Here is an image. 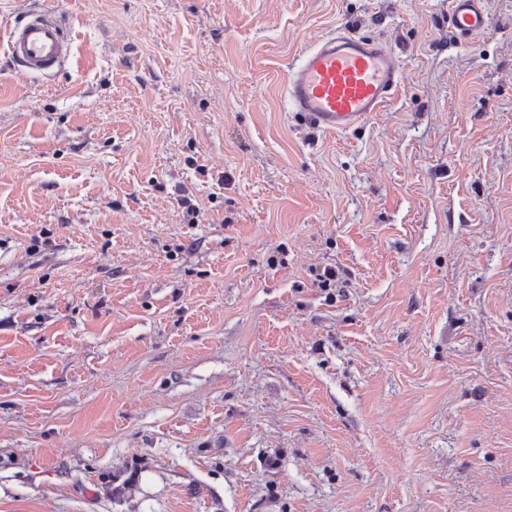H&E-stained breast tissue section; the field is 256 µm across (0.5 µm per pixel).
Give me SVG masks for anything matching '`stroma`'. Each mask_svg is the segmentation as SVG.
I'll return each mask as SVG.
<instances>
[{
	"label": "stroma",
	"mask_w": 512,
	"mask_h": 512,
	"mask_svg": "<svg viewBox=\"0 0 512 512\" xmlns=\"http://www.w3.org/2000/svg\"><path fill=\"white\" fill-rule=\"evenodd\" d=\"M486 9L463 42L448 0H0L72 39L46 78L0 48V512H512ZM339 25L405 87L329 132L283 85Z\"/></svg>",
	"instance_id": "obj_1"
}]
</instances>
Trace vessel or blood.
Segmentation results:
<instances>
[{"mask_svg": "<svg viewBox=\"0 0 512 512\" xmlns=\"http://www.w3.org/2000/svg\"><path fill=\"white\" fill-rule=\"evenodd\" d=\"M449 21L464 40L485 34L489 16L484 0H449ZM6 52L25 73L56 72L71 53L63 27L48 14H31L6 31ZM404 90L398 55L380 41L343 28L327 34L303 52L285 79L288 108L319 127L346 131L394 101Z\"/></svg>", "mask_w": 512, "mask_h": 512, "instance_id": "b4317fda", "label": "vessel or blood"}]
</instances>
